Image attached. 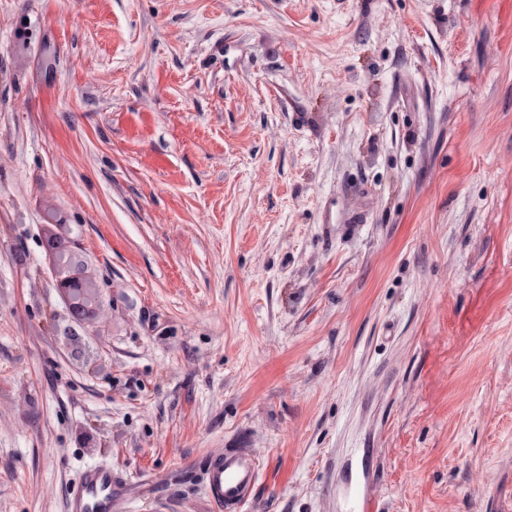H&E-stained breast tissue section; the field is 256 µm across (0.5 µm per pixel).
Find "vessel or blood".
I'll use <instances>...</instances> for the list:
<instances>
[{"label": "vessel or blood", "mask_w": 512, "mask_h": 512, "mask_svg": "<svg viewBox=\"0 0 512 512\" xmlns=\"http://www.w3.org/2000/svg\"><path fill=\"white\" fill-rule=\"evenodd\" d=\"M261 471L260 459L246 448L209 455L204 462V491L215 512H242L256 495ZM125 485L111 466L88 468L71 495L67 510L121 512Z\"/></svg>", "instance_id": "obj_1"}]
</instances>
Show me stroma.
<instances>
[{
	"mask_svg": "<svg viewBox=\"0 0 512 512\" xmlns=\"http://www.w3.org/2000/svg\"><path fill=\"white\" fill-rule=\"evenodd\" d=\"M227 448L245 512H512V0H0V512ZM67 284H69V287L66 286ZM60 285L68 298L72 310L78 309L79 311L87 312L86 314L92 311V304L86 300L84 290L80 287V282L77 278L71 276L63 277Z\"/></svg>",
	"mask_w": 512,
	"mask_h": 512,
	"instance_id": "stroma-1",
	"label": "stroma"
}]
</instances>
